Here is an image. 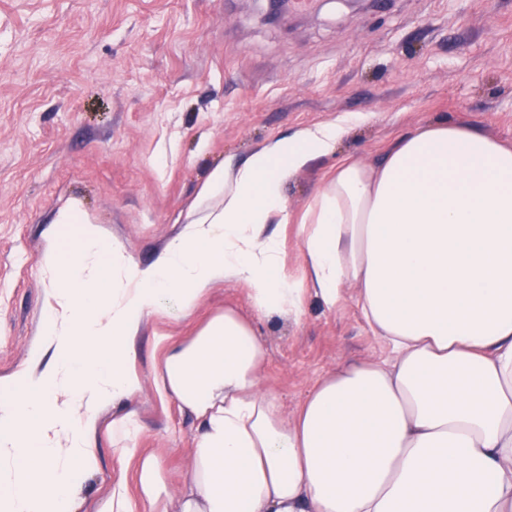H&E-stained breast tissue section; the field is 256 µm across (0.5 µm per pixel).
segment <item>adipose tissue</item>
Masks as SVG:
<instances>
[{"mask_svg":"<svg viewBox=\"0 0 512 512\" xmlns=\"http://www.w3.org/2000/svg\"><path fill=\"white\" fill-rule=\"evenodd\" d=\"M345 130L306 127L214 168L145 267L120 245L102 252L78 205L59 211L85 230L69 259L45 254L44 340L0 380V512H75L100 413L141 387L130 345L146 317L192 312L229 281L262 316L300 314L310 292L335 309L354 282L390 355L337 366L289 420L262 386L265 346L234 308L184 341L158 336L157 391L197 435L175 488L158 454L134 448L135 412L113 414L145 512H512V146L437 122L377 165L338 161L297 226L294 274L268 227L290 219L285 183ZM48 349L57 364L43 370Z\"/></svg>","mask_w":512,"mask_h":512,"instance_id":"ef3b65f1","label":"adipose tissue"}]
</instances>
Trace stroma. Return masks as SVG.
<instances>
[{
    "label": "stroma",
    "mask_w": 512,
    "mask_h": 512,
    "mask_svg": "<svg viewBox=\"0 0 512 512\" xmlns=\"http://www.w3.org/2000/svg\"><path fill=\"white\" fill-rule=\"evenodd\" d=\"M348 118L334 155L285 185L291 223L270 225L289 270L302 262L296 216L337 160L367 165L418 126L465 124L512 143V0H288L265 19L257 0H0V378L42 341L48 248L71 255L57 213L78 204L102 248L152 263L221 164L269 140ZM329 311L254 316L245 285H215L188 314L151 317L131 355L142 387L136 447L163 457L172 485L191 468L196 424L154 383L155 333L181 341L225 307L255 318L262 383L293 417L314 383L347 360L387 358L345 284ZM111 410L91 445L77 512H101L132 464L112 449Z\"/></svg>",
    "instance_id": "stroma-1"
}]
</instances>
